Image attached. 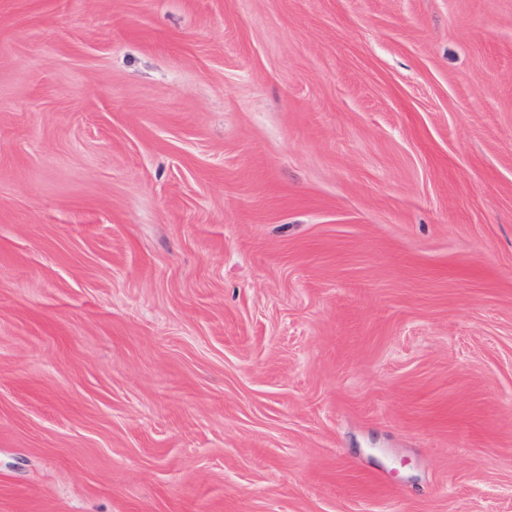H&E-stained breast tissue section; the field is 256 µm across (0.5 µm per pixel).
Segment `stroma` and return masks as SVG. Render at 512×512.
<instances>
[{
  "label": "stroma",
  "mask_w": 512,
  "mask_h": 512,
  "mask_svg": "<svg viewBox=\"0 0 512 512\" xmlns=\"http://www.w3.org/2000/svg\"><path fill=\"white\" fill-rule=\"evenodd\" d=\"M0 512H512V0H0Z\"/></svg>",
  "instance_id": "obj_1"
}]
</instances>
